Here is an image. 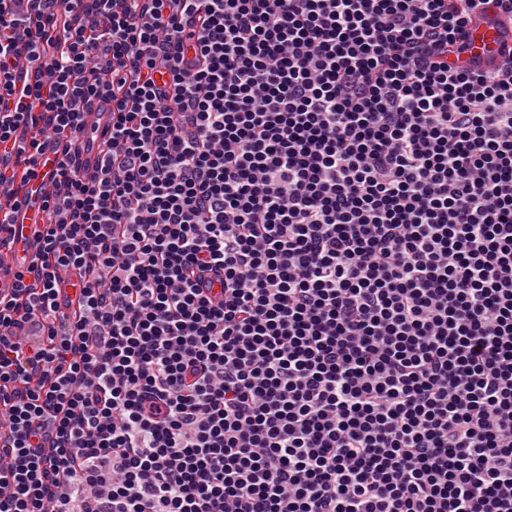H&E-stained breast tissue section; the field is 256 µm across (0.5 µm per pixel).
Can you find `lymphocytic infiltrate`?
<instances>
[{
    "mask_svg": "<svg viewBox=\"0 0 512 512\" xmlns=\"http://www.w3.org/2000/svg\"><path fill=\"white\" fill-rule=\"evenodd\" d=\"M512 0H0V512H512ZM80 281L67 292L70 271ZM512 18L509 15L487 14L467 27V51L461 57L463 65L471 61L492 62L502 51L512 47ZM92 111L88 125L81 133H78L76 147L79 152L80 164L86 175L96 172L100 155L96 149L102 136L110 134L112 127V104L104 101H96L90 105ZM17 224H22L18 229V242L14 245L13 249L4 255L2 253V261L13 263V254L21 251H26L30 256L35 253L33 249V228L37 224H43V215L37 207H30L18 217Z\"/></svg>",
    "mask_w": 512,
    "mask_h": 512,
    "instance_id": "lymphocytic-infiltrate-1",
    "label": "lymphocytic infiltrate"
}]
</instances>
